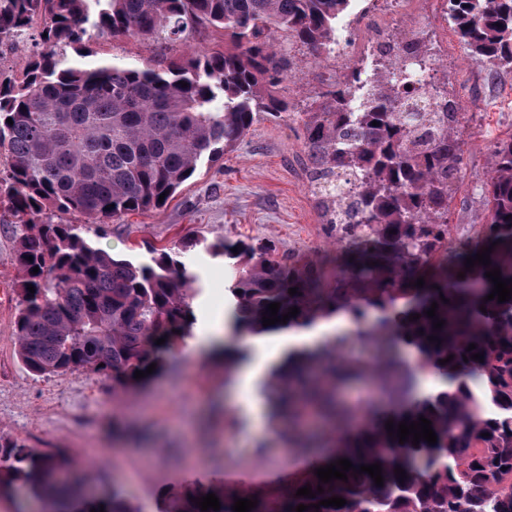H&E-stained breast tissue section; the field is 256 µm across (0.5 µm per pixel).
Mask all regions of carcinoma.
Wrapping results in <instances>:
<instances>
[{
	"label": "carcinoma",
	"mask_w": 512,
	"mask_h": 512,
	"mask_svg": "<svg viewBox=\"0 0 512 512\" xmlns=\"http://www.w3.org/2000/svg\"><path fill=\"white\" fill-rule=\"evenodd\" d=\"M351 2L0 0V59L37 31L24 70L0 68V201L17 215L59 211L101 223L162 207L160 194L171 198L202 160L233 150L258 113L278 117L290 110L278 87L293 62L275 49L274 36L300 45L314 60L327 56ZM447 3L448 24L489 64V74L512 69V0ZM210 28L224 31V51L199 48ZM104 34L181 47L184 54L146 67L85 62L90 42ZM413 55V64L383 59L360 104L354 100L365 80L354 71L305 113L310 156L321 166H345L356 178L349 199H318L323 222L336 228V270L279 261L262 241L226 242L220 252L234 271L229 329H303L349 314L347 335L378 348L370 374L401 404L393 425L423 416L432 421L437 443L401 444L384 423L352 439L338 425L320 432L337 447L331 462L379 463L383 486L351 470L346 482L322 483L312 470L257 501L251 512H295L334 496L346 504L306 512H512V298L485 300L494 288L487 271L498 268L502 279L512 280V137L494 146L485 225L464 249L448 250V197L455 186L448 168L461 165L464 154L455 132L460 112L436 86L437 98L448 100L447 122L436 142L415 140L420 113L410 107L428 90L417 70L433 64V53L422 41ZM489 246L491 265L465 269L467 257ZM174 250L156 249L151 262L134 264L93 248L76 224L49 218L22 225L13 336L26 369L36 376L88 370L126 392L140 384L135 371L170 366L171 352L191 335L187 317L196 282ZM419 277L421 288L414 285ZM291 288L297 293L289 294ZM272 302L280 303V318L291 307L299 313L265 327L263 313ZM434 302L445 321L439 330L425 314ZM412 314L420 318L411 321ZM159 338L165 343L155 344ZM344 342L290 350L271 370L272 423L306 411L335 422L347 416L337 391L361 368L344 356ZM400 345L414 348L420 366L443 386L413 396L415 375L399 356ZM476 353L484 361L472 359ZM450 355L453 360L440 364ZM397 467L405 470L402 481ZM69 470L60 451L40 454L0 438V491L22 486L44 504L43 512H136L116 490L99 502L62 488L53 474ZM306 485L316 497L296 496ZM319 486L324 493H317ZM209 493L219 498V512H233L238 494L222 486L175 492L165 512H201L192 499Z\"/></svg>",
	"instance_id": "obj_1"
}]
</instances>
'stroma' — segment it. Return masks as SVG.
Returning <instances> with one entry per match:
<instances>
[{"label":"stroma","instance_id":"1","mask_svg":"<svg viewBox=\"0 0 512 512\" xmlns=\"http://www.w3.org/2000/svg\"><path fill=\"white\" fill-rule=\"evenodd\" d=\"M448 35V57L439 81L447 82L464 113V159L448 202V244L470 239L485 221L482 188L491 176L492 146L512 137V71L488 74ZM99 59L142 63L151 46L133 39L98 37ZM294 66L279 94L293 113L257 116L240 145L217 162L203 163L160 209L132 212L101 224L80 214L61 220L80 225L97 249L135 263L153 251L187 243L181 261L191 264L200 290L193 301L195 328L226 315L229 285L223 256L214 245L262 240L280 260H322L335 253L336 232L321 220L308 184L310 159L301 118L318 93L336 80L328 59L311 60L289 46ZM31 216L0 206V285L14 289L19 227ZM16 297L0 302V437L38 451H64L82 476L81 490L105 497L120 491L136 512H155L172 489L196 482L220 485L229 473L260 471L269 482L237 486L238 494L263 498L279 493L320 464L327 451H290L283 436L242 434L236 412L246 394L224 382V358L190 347L175 351L171 367L144 386L114 394L111 381L91 372L36 376L17 355L12 336Z\"/></svg>","mask_w":512,"mask_h":512}]
</instances>
